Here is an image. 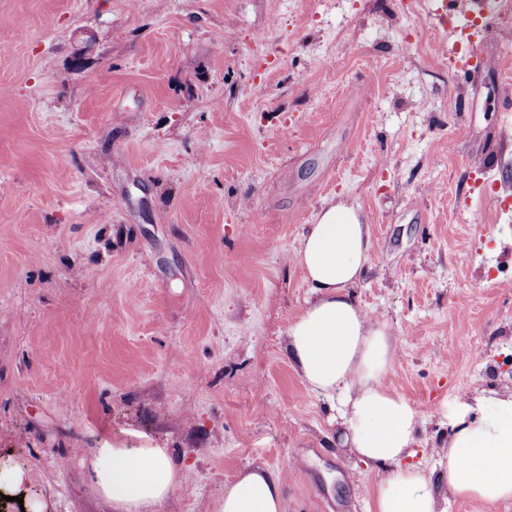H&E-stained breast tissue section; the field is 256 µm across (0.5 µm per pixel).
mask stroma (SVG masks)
Instances as JSON below:
<instances>
[{
	"instance_id": "1",
	"label": "stroma",
	"mask_w": 512,
	"mask_h": 512,
	"mask_svg": "<svg viewBox=\"0 0 512 512\" xmlns=\"http://www.w3.org/2000/svg\"><path fill=\"white\" fill-rule=\"evenodd\" d=\"M438 0H0V459L45 512H112L92 448L182 465L164 512L245 467L285 512H374L338 397L285 355L323 203L371 226L352 290L401 339L385 382L448 465L466 390H512V24L449 68Z\"/></svg>"
}]
</instances>
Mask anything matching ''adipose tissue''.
Returning <instances> with one entry per match:
<instances>
[{"label": "adipose tissue", "mask_w": 512, "mask_h": 512, "mask_svg": "<svg viewBox=\"0 0 512 512\" xmlns=\"http://www.w3.org/2000/svg\"><path fill=\"white\" fill-rule=\"evenodd\" d=\"M371 246L369 225L341 200L326 201L306 226L294 258L314 298L288 329L289 362L313 391L344 393L336 440L366 466L385 471L376 512H445L452 497L511 501L512 390L459 396L444 472L430 477L404 465L423 417L383 381L397 354L394 330L351 294L368 270ZM86 475L112 512H161L183 482L170 450L146 442L94 448ZM214 512H285L284 480L264 468L245 470L225 485Z\"/></svg>", "instance_id": "adipose-tissue-1"}]
</instances>
